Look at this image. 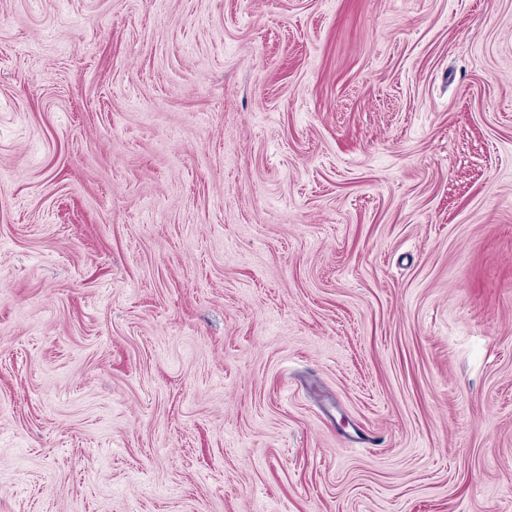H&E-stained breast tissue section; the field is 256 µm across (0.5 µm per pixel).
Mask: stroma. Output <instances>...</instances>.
I'll return each instance as SVG.
<instances>
[{"mask_svg":"<svg viewBox=\"0 0 512 512\" xmlns=\"http://www.w3.org/2000/svg\"><path fill=\"white\" fill-rule=\"evenodd\" d=\"M0 512H512V0H0Z\"/></svg>","mask_w":512,"mask_h":512,"instance_id":"stroma-1","label":"stroma"}]
</instances>
